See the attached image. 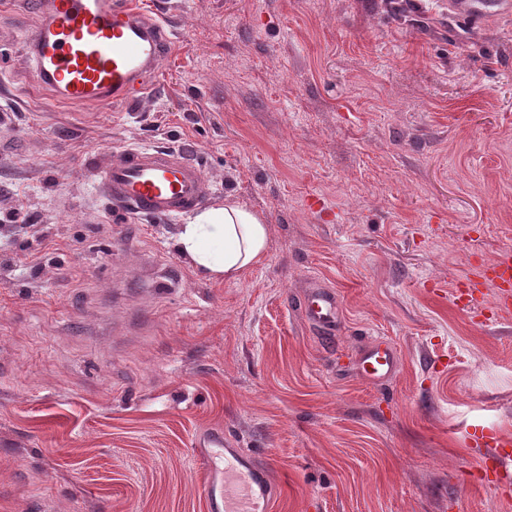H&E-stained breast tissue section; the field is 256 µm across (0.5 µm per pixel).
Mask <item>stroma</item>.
<instances>
[{
  "instance_id": "35a3bbf8",
  "label": "stroma",
  "mask_w": 512,
  "mask_h": 512,
  "mask_svg": "<svg viewBox=\"0 0 512 512\" xmlns=\"http://www.w3.org/2000/svg\"><path fill=\"white\" fill-rule=\"evenodd\" d=\"M177 42L135 107L55 100L29 0L0 7V512H207L194 441L271 469L270 512H512L472 427L512 442V318L455 284L512 250V13L445 0H139ZM165 147L269 226L236 281L93 169ZM342 320L319 342L312 279ZM163 288H156V281ZM391 340L386 384L354 368ZM488 0H455L451 3L452 17L457 20H464L472 24H480L489 20L499 12L510 8L509 1ZM497 7L493 11L490 8ZM298 309L309 327L319 336H334L340 324L341 300L334 288L312 281L299 299Z\"/></svg>"
}]
</instances>
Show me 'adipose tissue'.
Listing matches in <instances>:
<instances>
[{"instance_id": "adipose-tissue-1", "label": "adipose tissue", "mask_w": 512, "mask_h": 512, "mask_svg": "<svg viewBox=\"0 0 512 512\" xmlns=\"http://www.w3.org/2000/svg\"><path fill=\"white\" fill-rule=\"evenodd\" d=\"M268 226L264 219L232 199L212 206L182 225L180 252L200 274L234 280L266 255Z\"/></svg>"}]
</instances>
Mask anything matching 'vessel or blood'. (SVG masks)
I'll list each match as a JSON object with an SVG mask.
<instances>
[{"instance_id":"vessel-or-blood-1","label":"vessel or blood","mask_w":512,"mask_h":512,"mask_svg":"<svg viewBox=\"0 0 512 512\" xmlns=\"http://www.w3.org/2000/svg\"><path fill=\"white\" fill-rule=\"evenodd\" d=\"M39 16L30 50L39 83L51 87L65 103H123L139 100L149 80L170 50L162 23L147 19L134 0H33ZM507 0H452V16L473 24L489 20L494 11L511 7ZM102 192L122 210L134 215L175 216L198 206L204 198L201 170L167 149H129L95 170ZM466 306L483 308L486 290H497L499 317H512V252L483 263L464 282ZM298 309L318 335H335L341 300L334 288L311 282ZM362 374L372 382L391 379L397 370V350L385 337L371 339L360 352ZM467 439L476 448L493 449L497 479L512 482V452L496 430L481 427ZM205 463L203 493L208 512H264L262 504L273 490L268 467L231 447L223 431L197 436Z\"/></svg>"}]
</instances>
